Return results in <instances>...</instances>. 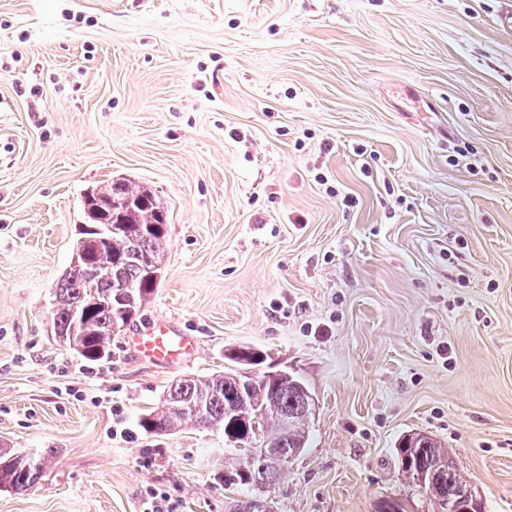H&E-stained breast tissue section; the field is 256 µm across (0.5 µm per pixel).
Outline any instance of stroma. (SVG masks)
<instances>
[{
    "mask_svg": "<svg viewBox=\"0 0 512 512\" xmlns=\"http://www.w3.org/2000/svg\"><path fill=\"white\" fill-rule=\"evenodd\" d=\"M499 0H0V448L52 449L0 512H231L222 430L138 427L175 380L267 353L316 412L273 512H433L436 436L512 512V36ZM150 188V301L90 363L50 334L83 195ZM166 318L181 363L129 336ZM128 343L140 357L163 363L190 357L196 348L195 338L167 319L130 336ZM394 448V459L404 479L433 502L437 512H448L449 500L460 490L472 492L469 512H484L482 498L460 473L445 445L426 433L404 435Z\"/></svg>",
    "mask_w": 512,
    "mask_h": 512,
    "instance_id": "1",
    "label": "stroma"
}]
</instances>
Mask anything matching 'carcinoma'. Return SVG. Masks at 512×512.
Instances as JSON below:
<instances>
[{"label":"carcinoma","mask_w":512,"mask_h":512,"mask_svg":"<svg viewBox=\"0 0 512 512\" xmlns=\"http://www.w3.org/2000/svg\"><path fill=\"white\" fill-rule=\"evenodd\" d=\"M92 204L112 211L101 223L122 224L121 232L103 242L101 261L112 264V277L103 278L73 267L54 289L52 334L54 339L81 357L96 361L108 355L111 328L124 329L154 293L152 274L163 272L167 243L165 212L151 189L116 179L88 191ZM260 351L242 345L225 350L224 371L204 379L181 378L171 385L161 406L143 414L138 425L145 432L164 436L184 423L218 428L228 436L243 429V422L258 416V424L280 438L286 451L306 448L310 419L303 397L293 387L270 382L263 375L246 376L243 370L258 366ZM235 463L224 467L219 479L224 489L243 496L256 489L252 472L265 468L276 484L284 467L273 466L261 456L246 459L233 449ZM0 453V488L24 494L46 475L49 455ZM394 459L404 479L433 502L437 512H448V503L472 484L460 473L446 446L426 433L404 435L394 448Z\"/></svg>","instance_id":"obj_1"}]
</instances>
